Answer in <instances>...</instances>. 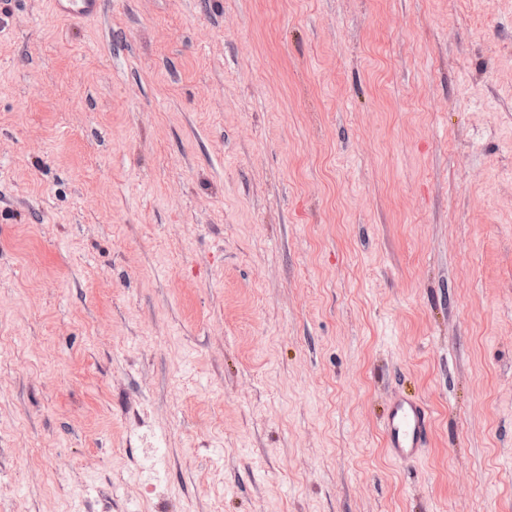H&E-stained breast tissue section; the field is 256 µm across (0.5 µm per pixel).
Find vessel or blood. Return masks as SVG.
Returning <instances> with one entry per match:
<instances>
[{
  "instance_id": "1",
  "label": "vessel or blood",
  "mask_w": 512,
  "mask_h": 512,
  "mask_svg": "<svg viewBox=\"0 0 512 512\" xmlns=\"http://www.w3.org/2000/svg\"><path fill=\"white\" fill-rule=\"evenodd\" d=\"M56 14L65 19H90L101 10L102 0H53ZM431 430V414L415 399L393 396L387 407L384 434L388 454L398 460L417 458Z\"/></svg>"
}]
</instances>
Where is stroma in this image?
<instances>
[{"mask_svg": "<svg viewBox=\"0 0 512 512\" xmlns=\"http://www.w3.org/2000/svg\"><path fill=\"white\" fill-rule=\"evenodd\" d=\"M102 2L0 13V512H512V0ZM56 14L65 19H90L101 10V0H53ZM431 430V414L419 400L393 396L384 422L386 449L393 459L417 458Z\"/></svg>", "mask_w": 512, "mask_h": 512, "instance_id": "1", "label": "stroma"}]
</instances>
